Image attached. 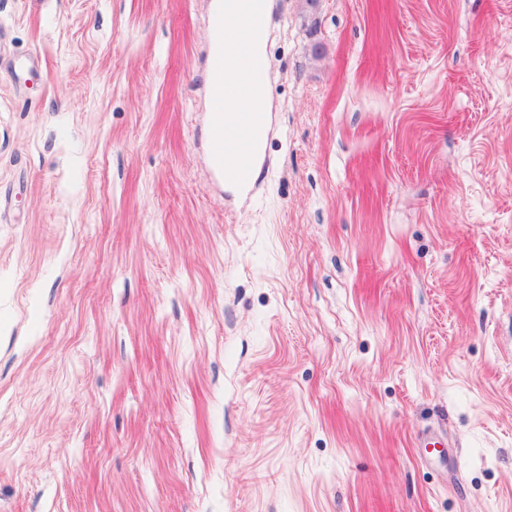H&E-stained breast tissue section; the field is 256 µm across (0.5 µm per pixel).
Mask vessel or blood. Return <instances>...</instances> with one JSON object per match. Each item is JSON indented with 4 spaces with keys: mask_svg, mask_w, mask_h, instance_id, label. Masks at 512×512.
I'll return each instance as SVG.
<instances>
[{
    "mask_svg": "<svg viewBox=\"0 0 512 512\" xmlns=\"http://www.w3.org/2000/svg\"><path fill=\"white\" fill-rule=\"evenodd\" d=\"M232 12L245 16L251 28L263 29L269 24L267 0H214L209 17L212 34L209 68L215 85L211 93L209 139L210 159L216 175L230 174L234 178L247 177L257 166L259 139L263 133L260 124L263 101V85L256 60L249 56L239 57L233 70L224 68V14ZM247 92L254 105L253 111L243 113L232 129L224 127V88Z\"/></svg>",
    "mask_w": 512,
    "mask_h": 512,
    "instance_id": "obj_1",
    "label": "vessel or blood"
}]
</instances>
